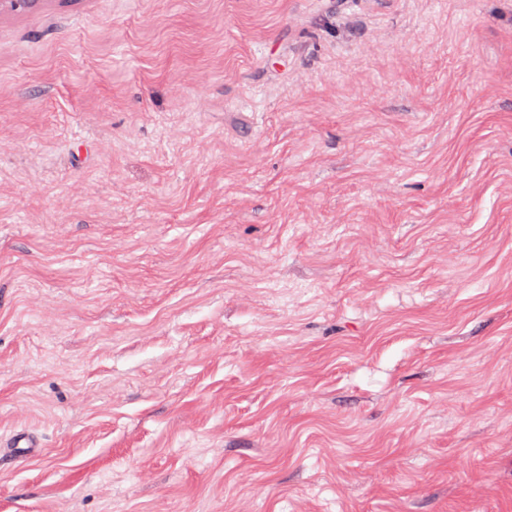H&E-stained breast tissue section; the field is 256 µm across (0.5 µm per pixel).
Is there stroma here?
Returning a JSON list of instances; mask_svg holds the SVG:
<instances>
[{"mask_svg": "<svg viewBox=\"0 0 512 512\" xmlns=\"http://www.w3.org/2000/svg\"><path fill=\"white\" fill-rule=\"evenodd\" d=\"M0 512H512V0L0 12ZM0 453L12 461L22 463L42 453L40 442L28 432H18L0 440Z\"/></svg>", "mask_w": 512, "mask_h": 512, "instance_id": "obj_1", "label": "stroma"}]
</instances>
